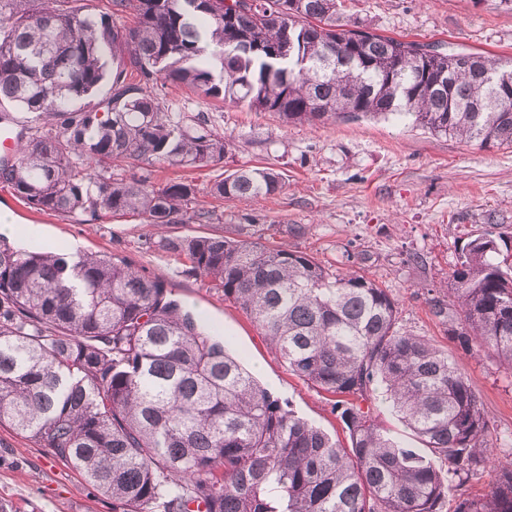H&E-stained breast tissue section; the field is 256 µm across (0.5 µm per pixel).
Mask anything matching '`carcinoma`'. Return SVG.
Segmentation results:
<instances>
[{
	"instance_id": "carcinoma-1",
	"label": "carcinoma",
	"mask_w": 512,
	"mask_h": 512,
	"mask_svg": "<svg viewBox=\"0 0 512 512\" xmlns=\"http://www.w3.org/2000/svg\"><path fill=\"white\" fill-rule=\"evenodd\" d=\"M108 2L0 0V107L30 123L0 182L38 211L138 216L153 230L213 220L195 207L194 183L112 174L130 160L223 163L229 139L203 114L171 111L160 81L287 124L411 117L434 135L512 147V87L483 77L512 75V60L469 53L463 63L440 43L347 28L337 0ZM129 11L134 25H117ZM109 79L99 108L75 107ZM284 184L271 167L239 168L207 193L259 201ZM268 230L146 243L186 259L185 272L245 310L289 369L339 397L349 447L261 386L164 279L106 254L69 262L1 241L0 425L70 465L112 512H441L450 484L490 463L479 398L448 353L398 326L386 289L273 245ZM499 255L490 234L471 239L453 301L430 304L463 350L477 344L512 371V265ZM378 390L419 446L362 407ZM455 512H512V469Z\"/></svg>"
}]
</instances>
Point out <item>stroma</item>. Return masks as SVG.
Wrapping results in <instances>:
<instances>
[{
    "instance_id": "1",
    "label": "stroma",
    "mask_w": 512,
    "mask_h": 512,
    "mask_svg": "<svg viewBox=\"0 0 512 512\" xmlns=\"http://www.w3.org/2000/svg\"><path fill=\"white\" fill-rule=\"evenodd\" d=\"M341 23L450 51L512 58V6L502 0H338ZM173 111L205 114L233 142L213 168L123 164L117 175L149 176L197 185V207L215 211L211 223L172 224L167 234L233 236L244 216L276 225L274 244L314 256L326 269L360 272L395 300L402 328L428 338L457 360L489 423L492 463L454 484L441 512L459 498L483 497L499 469L512 467V371L486 351L464 352L435 317L430 298L451 295V274L474 235L503 236L512 250V148L434 135L407 120L360 119L284 124L270 112L206 99L165 85ZM242 167L280 170L286 185L268 199L218 201L206 192L221 173ZM0 207L22 224L40 225L47 249L123 258L166 279L172 293L204 329L219 328L230 351L275 395L341 443L348 431L335 399L291 372L261 330L207 279L189 276L178 257L146 249L148 229L136 216L77 218L32 209L0 183ZM302 225L304 234L283 233ZM0 503L11 512H112V502L89 494L80 475L8 427H0Z\"/></svg>"
}]
</instances>
